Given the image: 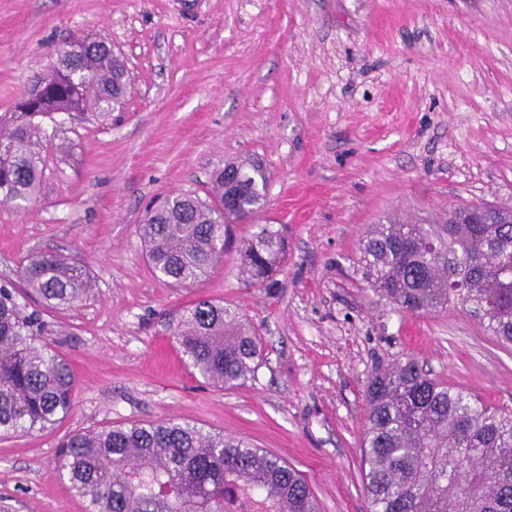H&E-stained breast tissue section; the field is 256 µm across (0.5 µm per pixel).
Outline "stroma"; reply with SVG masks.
<instances>
[{"mask_svg": "<svg viewBox=\"0 0 512 512\" xmlns=\"http://www.w3.org/2000/svg\"><path fill=\"white\" fill-rule=\"evenodd\" d=\"M88 34L122 53L124 103L104 119L46 118L68 152L51 155L35 204L0 202V280L56 250L96 283L41 311L75 404L48 429L0 438V512H85L58 471L61 438L164 418L280 457L320 512H370L365 388L396 358L512 411V349L473 313L398 311L359 270L385 216L512 206V0H0V114ZM228 163L266 177L256 222L287 242L274 285L242 283L232 249L193 285L162 281L140 240L146 207L205 194ZM201 298L235 307L263 340L234 388L187 369L173 337Z\"/></svg>", "mask_w": 512, "mask_h": 512, "instance_id": "35a3bbf8", "label": "stroma"}]
</instances>
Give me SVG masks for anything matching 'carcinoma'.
Returning <instances> with one entry per match:
<instances>
[{
  "instance_id": "1",
  "label": "carcinoma",
  "mask_w": 512,
  "mask_h": 512,
  "mask_svg": "<svg viewBox=\"0 0 512 512\" xmlns=\"http://www.w3.org/2000/svg\"><path fill=\"white\" fill-rule=\"evenodd\" d=\"M78 51L45 75L33 101L16 100L0 121V200L21 207L36 197L54 112L107 116L130 78L103 41L78 37ZM217 169L206 198L181 192L148 209L140 225L154 274L175 285L206 277L230 244L232 224L260 208L255 176ZM477 203L448 208L430 224H375L360 249L368 288L397 309L422 315L452 304L474 309L484 330L512 346V223ZM239 275L269 288L284 243L268 224L240 241ZM24 286L51 309L93 290L86 266L55 251L29 255ZM45 321L0 285V436L42 431L67 416L76 381L43 343ZM173 336L203 379L232 388L253 372L262 341L236 308L200 299ZM361 450L372 512H512V411L483 404L464 388L431 378L413 357L379 366L366 386ZM59 470L87 512H318L305 479L252 443L168 418L77 432L60 443Z\"/></svg>"
}]
</instances>
